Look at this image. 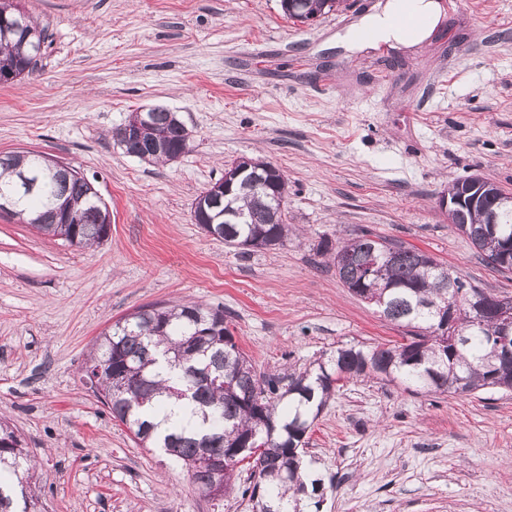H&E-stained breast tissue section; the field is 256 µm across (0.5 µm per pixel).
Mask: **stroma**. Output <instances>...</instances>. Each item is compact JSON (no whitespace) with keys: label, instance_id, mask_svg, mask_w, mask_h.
I'll return each mask as SVG.
<instances>
[{"label":"stroma","instance_id":"stroma-1","mask_svg":"<svg viewBox=\"0 0 512 512\" xmlns=\"http://www.w3.org/2000/svg\"><path fill=\"white\" fill-rule=\"evenodd\" d=\"M375 2L344 0L306 27L280 0H21L49 38L35 74L0 84V153L73 166L112 216L88 249L0 214V418L35 464L37 512H256L247 468L232 493L206 497L87 384L96 338L139 307L223 310L260 374L304 370L343 343H400L316 251L361 230L512 297V272L438 208L471 175L512 192V0H440L414 44L338 46ZM153 105L192 133L178 161L146 164L112 138ZM243 156L287 178L300 232L288 246L243 254L193 224L196 196ZM304 451L319 512H512L509 391L344 380Z\"/></svg>","mask_w":512,"mask_h":512}]
</instances>
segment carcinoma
Wrapping results in <instances>:
<instances>
[{"label": "carcinoma", "instance_id": "cac0c4a2", "mask_svg": "<svg viewBox=\"0 0 512 512\" xmlns=\"http://www.w3.org/2000/svg\"><path fill=\"white\" fill-rule=\"evenodd\" d=\"M0 64L9 63L30 76L38 68L47 40L46 27L16 0H0ZM152 122L174 151L189 147L186 126L164 107L152 109ZM113 138L123 152L142 161L166 163L171 157L147 139H133L118 128ZM0 193L14 192L21 174L37 179L31 192L16 195L12 215L42 233L91 248L108 237L100 222L101 205L83 176L60 178L42 156L32 152L0 155ZM281 192L268 196L234 179L215 217L218 240L236 248L245 241L257 249L283 247L291 241L283 208L288 182L280 170ZM65 207L68 228L56 223ZM498 211L496 230L482 221ZM451 226L465 236L494 269L512 263V210H497L481 196L476 207H459ZM317 252L331 258L345 288L363 300L372 298L383 317L405 330L406 343L336 348L303 372L288 370V384L271 374L263 378L238 347L224 321V311L184 302L149 305L136 319L117 321L100 335L84 374L100 394L112 418L133 431L139 445L154 448L189 469L193 482L207 491L210 474L190 469L206 452L224 459V493L235 488L236 454L252 438L266 444V459L250 498L258 512H304L319 507V480L305 475L302 452L314 420L342 379L371 377L399 382L419 391L463 394L512 390V338L503 342L498 297L474 288L425 252L362 231L338 247L323 238ZM455 297L454 315L440 312ZM31 460L9 422L0 419V512H29L35 492L21 487L13 496L11 479H21Z\"/></svg>", "mask_w": 512, "mask_h": 512}]
</instances>
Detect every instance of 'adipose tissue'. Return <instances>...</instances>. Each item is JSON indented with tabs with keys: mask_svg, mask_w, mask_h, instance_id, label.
Wrapping results in <instances>:
<instances>
[{
	"mask_svg": "<svg viewBox=\"0 0 512 512\" xmlns=\"http://www.w3.org/2000/svg\"><path fill=\"white\" fill-rule=\"evenodd\" d=\"M401 11L421 17L423 26L411 31L396 27L392 19ZM440 20L439 0H385L374 12L361 19L360 26L372 33L374 41L407 43L427 37Z\"/></svg>",
	"mask_w": 512,
	"mask_h": 512,
	"instance_id": "1",
	"label": "adipose tissue"
}]
</instances>
